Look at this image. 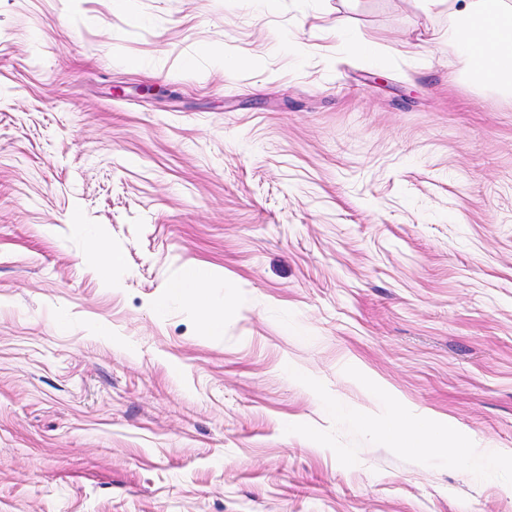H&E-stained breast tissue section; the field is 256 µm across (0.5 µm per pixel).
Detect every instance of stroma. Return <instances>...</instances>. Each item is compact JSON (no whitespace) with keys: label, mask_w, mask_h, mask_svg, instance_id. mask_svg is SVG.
I'll return each instance as SVG.
<instances>
[{"label":"stroma","mask_w":512,"mask_h":512,"mask_svg":"<svg viewBox=\"0 0 512 512\" xmlns=\"http://www.w3.org/2000/svg\"><path fill=\"white\" fill-rule=\"evenodd\" d=\"M451 23L0 0V512H512V91ZM207 280L205 267L193 268L185 277L171 282L167 288L174 294L192 296L199 292ZM362 425L370 430L379 432L382 437L389 441L393 447L410 449L416 453H427L437 448L434 446L438 434H445L454 437L453 444L448 447V452L453 457L464 458L466 462L475 467H492L499 461L498 453L494 450L488 452L475 451L470 443H465L457 435V430L450 424L440 425L439 423L424 420L410 433L403 431L397 425H387L380 428L377 423L369 419H362Z\"/></svg>","instance_id":"stroma-1"}]
</instances>
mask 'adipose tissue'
Masks as SVG:
<instances>
[{"label": "adipose tissue", "instance_id": "adipose-tissue-1", "mask_svg": "<svg viewBox=\"0 0 512 512\" xmlns=\"http://www.w3.org/2000/svg\"><path fill=\"white\" fill-rule=\"evenodd\" d=\"M429 7L447 8L457 24L448 37L459 46L478 79L499 89H512V0H427ZM363 425L379 431L394 447L417 453L433 451L438 434L451 436L452 456L475 467L497 464L496 451L478 452L459 438L453 426L425 420L410 432L395 425L378 427L372 420Z\"/></svg>", "mask_w": 512, "mask_h": 512}]
</instances>
